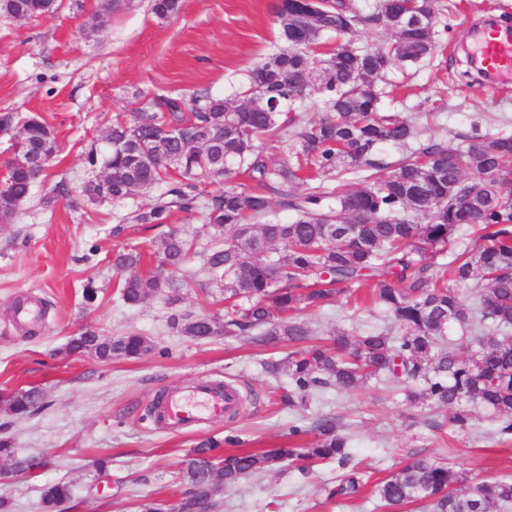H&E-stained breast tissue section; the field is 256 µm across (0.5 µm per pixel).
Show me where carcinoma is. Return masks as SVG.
Returning a JSON list of instances; mask_svg holds the SVG:
<instances>
[{"instance_id": "obj_1", "label": "carcinoma", "mask_w": 512, "mask_h": 512, "mask_svg": "<svg viewBox=\"0 0 512 512\" xmlns=\"http://www.w3.org/2000/svg\"><path fill=\"white\" fill-rule=\"evenodd\" d=\"M50 2L0 0V11L22 21L48 13ZM119 3L96 0L90 27ZM180 9L181 0H152L159 18ZM423 13L437 19L438 0H376L367 13L348 0H278L276 16L287 46L249 72L239 99L153 96L132 112L130 122L113 125L107 152H89V165L104 166L107 176L89 181L83 192L93 199L123 200L166 184L153 204L135 215L138 224H166L176 209L204 210L210 238L204 265L224 281V314L174 316L172 326L198 340L253 336L273 349L283 342L295 346L285 357L264 362L268 373L288 375V403L306 404L330 387L352 391L372 379L414 383L407 401L451 409L450 423L459 429L471 421L462 403H479L499 422V435L507 437L512 435V135L476 132L455 144L416 118L380 111L377 82L384 74L435 49L434 25L404 23ZM360 27L389 31L393 38L357 51L341 38ZM327 32L338 38L331 51L321 41ZM306 78L319 82L327 109L311 125L294 110ZM165 127L175 133L165 136ZM290 127L298 132L287 157L268 163L264 150L283 143ZM18 136L25 151L7 164L0 189V219L6 221L37 180L32 164L56 152L54 133L42 121H24ZM411 143L418 148L395 163L378 153L384 144ZM240 168L251 187L234 184ZM490 171L499 178L483 180ZM349 174L360 175L358 188L345 189ZM206 180L224 187L203 199L200 185ZM315 180L318 185L303 195L287 191ZM275 189L285 197L284 206L299 213L295 221H264L271 210L268 192ZM467 226L478 227L479 246L458 253ZM194 250L193 242L168 234L155 253L158 272L151 275L133 272L141 251L117 254L114 266L131 271L121 283L123 303L136 306L155 296L178 303L175 274ZM447 254L450 261H438ZM365 279L376 281L377 300L392 325L312 340L299 315L323 309ZM475 281L485 287L471 308L459 286ZM454 325L478 343L467 358L440 348ZM150 350V340L140 332L106 337L92 328L65 346L69 354L88 352L101 360L138 358ZM42 402L37 388L3 399L17 418ZM313 430L308 448L289 443L261 451L225 450L219 442L202 441L183 460L185 489L179 501L150 500L141 512L213 509L218 497L244 477L294 464L309 471L334 461L347 470L336 495H356L362 479L351 466L349 437L332 416L316 418ZM0 459L16 473L32 475L45 467L42 457L20 453L6 436L0 437ZM461 480L453 467L422 456L377 482L374 494L385 507L417 503L423 512L512 508L511 476L474 483L459 493L455 486ZM74 499L67 480L47 483L41 491L43 512H66Z\"/></svg>"}]
</instances>
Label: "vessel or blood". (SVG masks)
<instances>
[{"instance_id":"obj_1","label":"vessel or blood","mask_w":512,"mask_h":512,"mask_svg":"<svg viewBox=\"0 0 512 512\" xmlns=\"http://www.w3.org/2000/svg\"><path fill=\"white\" fill-rule=\"evenodd\" d=\"M474 52L491 82H512V26H499L475 38ZM235 393L220 384L202 382L162 395L159 413L164 427L186 428L233 405Z\"/></svg>"}]
</instances>
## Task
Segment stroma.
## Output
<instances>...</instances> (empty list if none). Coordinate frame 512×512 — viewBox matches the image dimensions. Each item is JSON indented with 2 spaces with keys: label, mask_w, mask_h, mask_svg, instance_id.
I'll return each instance as SVG.
<instances>
[{
  "label": "stroma",
  "mask_w": 512,
  "mask_h": 512,
  "mask_svg": "<svg viewBox=\"0 0 512 512\" xmlns=\"http://www.w3.org/2000/svg\"><path fill=\"white\" fill-rule=\"evenodd\" d=\"M442 2L434 56L388 72L378 83L381 107L408 118L435 113L452 137L512 133V87L494 90L477 79L462 49L483 20L512 17V0ZM275 3L182 0L178 15L161 20L151 13V0H121L97 29L85 25L95 0H63L55 13L26 21L0 11V115L16 119L0 131V176L14 157L21 121L42 119L57 141L43 177L12 219L0 223V396L33 387L44 394L42 408L24 419L0 408V435L48 461L39 473L0 483V498L10 499L14 512H41L40 487L60 478L75 486L72 512H138L148 499L172 503L182 490L181 460L199 442L231 435L251 450L305 445L322 415L337 419L354 465L372 484L419 455L452 464L471 480L512 476V443L500 440L496 422L477 404H470L472 420L463 430L450 425L448 408L410 403L403 391L373 381L349 393L325 391L305 408L292 406L287 377L264 371L268 354L251 337L199 342L179 335L172 315L224 312V285L204 271L202 257L178 275L177 306L161 298L137 306L121 300L114 254L142 248L141 273L155 272L153 254L166 233L202 234L204 212L177 213L162 226L133 223L132 214L164 192L161 184L120 201L89 200L81 193L96 177L89 151L107 150L108 131L130 120L140 97H236L250 70L286 45ZM62 180L70 196L55 193ZM119 224L122 234L113 235ZM88 284L99 290L91 303L82 297ZM356 289L360 307L342 295L323 311L305 313L314 335L384 320L374 282ZM21 304L42 310V318L19 319ZM87 328L109 336L135 330L152 349L130 360L65 354L68 341ZM200 381L234 386L238 414L176 430L154 425L158 394ZM103 455L112 458L107 482L93 466ZM343 475L333 464L310 473L254 474L225 491L215 512H386L368 491L353 501L333 497Z\"/></svg>",
  "instance_id": "obj_1"
}]
</instances>
